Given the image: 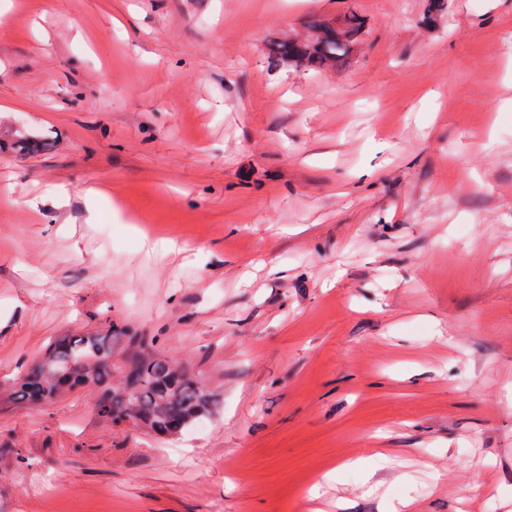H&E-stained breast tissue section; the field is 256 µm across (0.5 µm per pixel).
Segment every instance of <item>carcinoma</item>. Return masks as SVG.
I'll return each instance as SVG.
<instances>
[{"label": "carcinoma", "mask_w": 512, "mask_h": 512, "mask_svg": "<svg viewBox=\"0 0 512 512\" xmlns=\"http://www.w3.org/2000/svg\"><path fill=\"white\" fill-rule=\"evenodd\" d=\"M453 5L454 0H427L428 22L437 24ZM366 24V17L355 9L334 19L309 15L303 33L269 37L266 53L283 68L318 75L348 62ZM40 137L42 133L33 129L15 133L9 140H0V150L22 152ZM115 369L122 373L116 385L112 383ZM84 387L99 389L96 412L101 420L160 438L193 429L220 404V393L166 355L155 337L112 322L99 332L51 341L38 363L13 379L9 400L46 405Z\"/></svg>", "instance_id": "carcinoma-1"}]
</instances>
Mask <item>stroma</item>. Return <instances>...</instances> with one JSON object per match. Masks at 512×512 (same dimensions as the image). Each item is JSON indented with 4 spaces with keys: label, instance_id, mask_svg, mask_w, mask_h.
<instances>
[{
    "label": "stroma",
    "instance_id": "35a3bbf8",
    "mask_svg": "<svg viewBox=\"0 0 512 512\" xmlns=\"http://www.w3.org/2000/svg\"><path fill=\"white\" fill-rule=\"evenodd\" d=\"M0 0V387L116 320L173 440L0 405V512H512V0ZM367 16L357 57L269 35ZM383 453L384 463L374 462ZM366 24V17L356 9H348L334 19L309 15L303 22V34L270 36L266 53L272 62L283 68L318 75L348 62ZM43 136L44 135L41 132L33 129H29L22 133H15L10 140H4L1 138L0 150L22 152L29 149L30 145L35 143L37 138ZM45 139L46 138L44 137L41 138V140Z\"/></svg>",
    "mask_w": 512,
    "mask_h": 512
}]
</instances>
